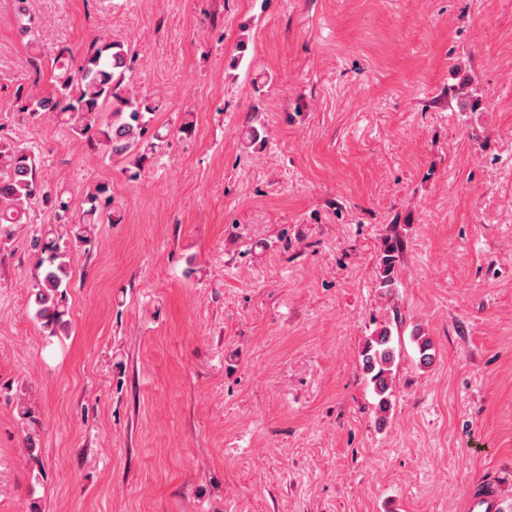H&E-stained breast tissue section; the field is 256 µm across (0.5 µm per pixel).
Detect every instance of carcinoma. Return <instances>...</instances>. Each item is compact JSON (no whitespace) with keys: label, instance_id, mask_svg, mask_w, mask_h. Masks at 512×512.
Here are the masks:
<instances>
[{"label":"carcinoma","instance_id":"carcinoma-1","mask_svg":"<svg viewBox=\"0 0 512 512\" xmlns=\"http://www.w3.org/2000/svg\"><path fill=\"white\" fill-rule=\"evenodd\" d=\"M133 56L120 42L93 41L82 58L74 61L69 49L57 50L52 66L59 70L53 89L37 97L19 95V109L31 115H51L67 125L72 133L92 148H102L109 157L127 156L139 151V160L161 150L167 135L148 133L146 115L158 105L127 94V73ZM50 206L56 222L33 239L39 255L36 283L30 306L50 337L67 332L70 321L67 288L73 278L70 253L92 243L99 224H116L112 212V194L105 184L96 186L79 202L61 188H50L38 173V157L25 147L0 141V233L12 225L23 223L26 211L33 205ZM398 248L384 250L380 258L379 276L383 287H392ZM419 363L433 362V344L429 337H414ZM397 347L389 327L377 331L366 342L362 352V368L370 376L375 393L380 397L379 409L390 406L389 390Z\"/></svg>","mask_w":512,"mask_h":512}]
</instances>
